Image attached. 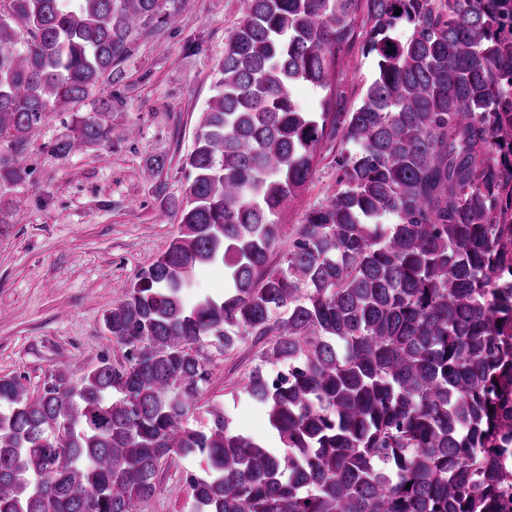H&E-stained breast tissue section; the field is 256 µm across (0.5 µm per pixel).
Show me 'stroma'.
Returning a JSON list of instances; mask_svg holds the SVG:
<instances>
[{"instance_id": "35a3bbf8", "label": "stroma", "mask_w": 512, "mask_h": 512, "mask_svg": "<svg viewBox=\"0 0 512 512\" xmlns=\"http://www.w3.org/2000/svg\"><path fill=\"white\" fill-rule=\"evenodd\" d=\"M243 14V0H196L176 24L139 35L90 99L47 116L24 154L32 173L9 193L8 222L0 226V377L19 378L36 393L56 372L75 385L101 359L123 362L103 317L178 229L172 204L189 184L181 159ZM100 98L112 101L111 140L66 159L50 153L48 144L68 135ZM322 154L302 195L279 218L284 241L336 185V149ZM156 160L162 171L145 179L146 164ZM256 351L247 340L231 352H211L202 400L223 404L235 422L266 438L263 408L240 388ZM203 466L198 457L164 464L155 494L137 503V512H184L186 477Z\"/></svg>"}]
</instances>
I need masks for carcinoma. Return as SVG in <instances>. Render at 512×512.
<instances>
[{
    "label": "carcinoma",
    "instance_id": "carcinoma-1",
    "mask_svg": "<svg viewBox=\"0 0 512 512\" xmlns=\"http://www.w3.org/2000/svg\"><path fill=\"white\" fill-rule=\"evenodd\" d=\"M244 3L182 161L178 231L104 315L125 362L76 387L59 371L36 396L0 378V512H134L162 461L198 456L189 512H498L512 487V0ZM193 6L0 0V193L27 181L49 112ZM359 40L376 66L356 99L301 110L293 87L332 89ZM111 113L108 99L50 151L111 139ZM326 143L341 148L336 188L286 246L279 214ZM205 264L224 266V292L187 306ZM250 337L243 390L272 443L216 403L190 422L204 347Z\"/></svg>",
    "mask_w": 512,
    "mask_h": 512
}]
</instances>
